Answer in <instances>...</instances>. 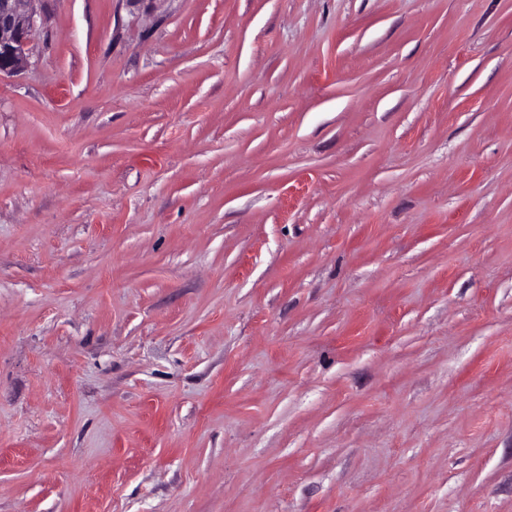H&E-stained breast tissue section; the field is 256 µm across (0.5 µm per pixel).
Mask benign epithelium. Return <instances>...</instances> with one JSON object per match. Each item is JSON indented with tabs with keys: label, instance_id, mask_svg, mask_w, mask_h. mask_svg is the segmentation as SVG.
Listing matches in <instances>:
<instances>
[{
	"label": "benign epithelium",
	"instance_id": "7a95c632",
	"mask_svg": "<svg viewBox=\"0 0 512 512\" xmlns=\"http://www.w3.org/2000/svg\"><path fill=\"white\" fill-rule=\"evenodd\" d=\"M36 0H0V76L17 72L37 26Z\"/></svg>",
	"mask_w": 512,
	"mask_h": 512
}]
</instances>
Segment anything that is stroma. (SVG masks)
<instances>
[{
	"label": "stroma",
	"mask_w": 512,
	"mask_h": 512,
	"mask_svg": "<svg viewBox=\"0 0 512 512\" xmlns=\"http://www.w3.org/2000/svg\"><path fill=\"white\" fill-rule=\"evenodd\" d=\"M38 11L0 512H512V0Z\"/></svg>",
	"instance_id": "35a3bbf8"
}]
</instances>
